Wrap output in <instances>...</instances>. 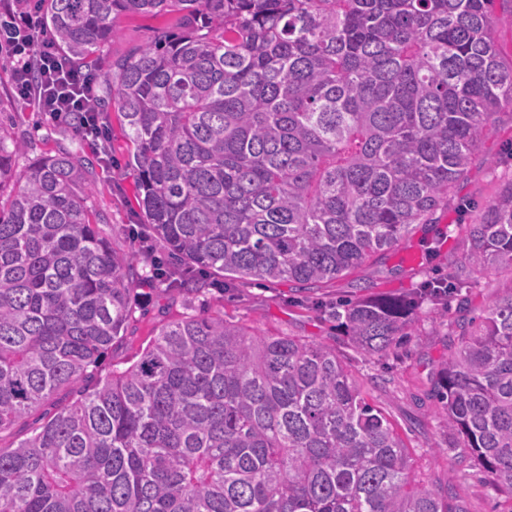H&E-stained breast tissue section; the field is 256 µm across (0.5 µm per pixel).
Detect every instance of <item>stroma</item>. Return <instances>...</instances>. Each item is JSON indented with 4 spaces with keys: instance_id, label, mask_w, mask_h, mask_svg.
Listing matches in <instances>:
<instances>
[{
    "instance_id": "obj_1",
    "label": "stroma",
    "mask_w": 512,
    "mask_h": 512,
    "mask_svg": "<svg viewBox=\"0 0 512 512\" xmlns=\"http://www.w3.org/2000/svg\"><path fill=\"white\" fill-rule=\"evenodd\" d=\"M171 16L128 14L118 19V32L102 52L103 60L124 57L132 49L151 42L157 29L171 28ZM0 126L25 136L28 148L16 160L26 169L37 157L67 148L79 150L77 140H62L43 113L24 105L14 92L12 64L0 55ZM112 166L101 170L99 181L87 199L89 210L101 218L99 231L120 250L130 247L131 231L141 221L137 180L125 165L126 140L120 121H113ZM482 162L471 167L438 210L431 224L417 225L392 249L369 257L352 274L316 289L313 295L288 282L223 285L221 277L197 273L202 289L189 299L178 292L151 286L137 289L132 319L117 340L91 369V379L111 372L114 364L130 359L155 336L168 318L190 314L205 316L223 311L226 320L264 334L295 336L335 345L340 359L358 379L370 400L381 407L397 426L411 449L415 468L429 486L458 491L465 512H512V497L493 488V477L473 459H460L448 448V432L435 412L434 377L453 343L447 322L480 316L485 306L512 284V270L501 268L478 276L473 301L464 310L425 304L421 335L406 342L397 354L365 356L338 342L325 305L369 295L407 297L426 282L447 278L461 251L457 227L472 223L483 206L512 180V115L500 114L494 130L481 146ZM417 263H407L409 254Z\"/></svg>"
}]
</instances>
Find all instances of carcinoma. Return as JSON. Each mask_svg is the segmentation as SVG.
Returning a JSON list of instances; mask_svg holds the SVG:
<instances>
[{
    "mask_svg": "<svg viewBox=\"0 0 512 512\" xmlns=\"http://www.w3.org/2000/svg\"><path fill=\"white\" fill-rule=\"evenodd\" d=\"M67 65L91 72L124 13L179 32L109 61L98 98L129 142L150 283L196 270L311 289L431 223L512 115L493 0H22ZM0 127V430L72 391L127 329L140 284L88 209L99 155L14 170ZM464 233L460 268L408 299L330 310L347 344L396 353L424 303L470 301L512 269V181ZM440 364L439 422L512 496V287ZM0 512H464L429 488L336 346L217 312L163 323L127 366L0 448Z\"/></svg>",
    "mask_w": 512,
    "mask_h": 512,
    "instance_id": "carcinoma-1",
    "label": "carcinoma"
}]
</instances>
